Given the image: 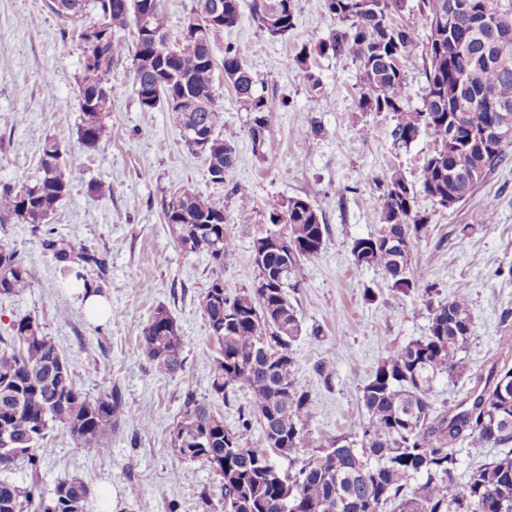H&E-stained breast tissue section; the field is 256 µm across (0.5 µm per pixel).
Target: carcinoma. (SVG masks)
Wrapping results in <instances>:
<instances>
[{"mask_svg": "<svg viewBox=\"0 0 512 512\" xmlns=\"http://www.w3.org/2000/svg\"><path fill=\"white\" fill-rule=\"evenodd\" d=\"M224 21L208 25L207 38L189 53H173L164 43L162 0H45V7L64 26L79 31L84 44V77L78 87L83 119L78 141L92 149L101 139L108 112L109 81L116 63L114 34L130 20L136 24L134 55L136 93L145 112L161 106L180 129L200 125L211 132L205 144L186 141L206 157L207 171L215 184L224 183V172L237 160L232 135L224 133V117L209 112H187L182 98L214 101L213 79L216 36L240 19L239 0H221ZM421 27L426 29L422 53L425 86L422 107L410 108L403 89L413 66L418 26L394 23L405 0H325L336 22L321 54L332 51L358 64L360 106L367 112H390L395 117L392 136L410 144L428 118L441 115L442 125L432 129L436 147L424 160L420 187L400 172L385 181L378 198L380 224L375 233L354 239L351 254L358 265L379 268L391 288L404 294L418 290L410 266L415 242L428 233L427 217L415 209L418 192L438 205L448 197L466 200L476 182L503 160V149L472 152L467 169H454V154L466 147L470 135L491 120L486 105L490 97L512 113V43L499 49L492 41L484 8L492 4L512 16V0H454L458 10L448 17V0H422ZM99 21L84 26L88 6ZM260 25L272 37H282L296 26L295 0H261L255 5ZM160 32L159 37L153 33ZM502 61H497V58ZM224 81L234 90L249 114L248 134L254 155L263 156L271 129L272 109L258 94L249 70L232 49L224 51ZM468 71L466 83L455 75ZM463 115L462 126L448 115ZM29 135L41 144V175L32 185L0 188V222L15 219L41 233L46 250L59 264L60 282L81 265L76 277L85 293H98L97 279L105 260L95 251L54 235L48 218L70 194L62 165L75 166L80 156L65 152L59 142L37 129ZM265 216L279 217L286 225L288 243L304 246L325 237L326 224L316 208L300 198L272 200ZM164 222L183 251L206 253L213 266L224 268V258L235 250L234 237L224 230V204L211 197L183 191L164 205ZM390 238L404 247L386 246ZM314 256L300 251L288 254L273 247L263 257L251 254L257 277L269 276L267 288H243L224 295V277L214 274L201 297V309L210 339L219 357L211 375L212 396L224 402L241 392V423L224 426V418L210 405L189 394L170 436L172 455L184 460L224 463L212 470L221 499L231 512H512V389L500 390L503 366L495 360L489 369L469 372L466 352L472 324L468 296L448 295L428 305L425 335L401 346L378 364L362 388L365 417L353 422L349 434L330 440L309 452L295 474L269 478L272 454L279 448L297 454L310 447L308 427L313 400L301 385L293 350L301 333L300 322L288 299L291 278L300 261ZM30 273L17 251L0 245V295H14L29 287ZM10 340L0 349V472L12 470L19 458L31 472L40 470L37 454L48 431L58 425L77 444L106 454L112 447V429L121 413L122 399L112 387L91 397L78 387L73 370L37 319L21 317L11 324ZM184 339L177 322L164 309L157 310L143 329L141 347L156 369L170 377L183 367ZM288 351V358L273 362L268 352ZM467 377L468 388L450 406L436 404L435 383ZM259 435L252 433L253 424ZM467 445L479 464L465 481L456 476L459 460L455 447ZM497 453L492 455L490 450ZM90 512L89 490L77 480L57 482L53 495H38V485L20 486L0 479V512Z\"/></svg>", "mask_w": 512, "mask_h": 512, "instance_id": "cac0c4a2", "label": "carcinoma"}]
</instances>
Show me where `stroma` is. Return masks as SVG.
<instances>
[{
  "label": "stroma",
  "instance_id": "1",
  "mask_svg": "<svg viewBox=\"0 0 512 512\" xmlns=\"http://www.w3.org/2000/svg\"><path fill=\"white\" fill-rule=\"evenodd\" d=\"M256 0H240L239 22L215 39V60L233 49L255 80V89L273 109L264 157L251 149L249 115L232 87L216 72L215 105L224 126L235 133L237 163L223 184L211 182L203 154L192 152L168 112L142 111L135 91L136 28L116 33L119 62L110 76L105 132L95 148L77 139L82 114L77 87L84 76V46L63 30L44 0H0V185L34 183L39 144L28 134L40 129L82 163L64 170L70 195L50 222L56 235L94 247L107 272L100 283L112 314L92 319L84 309L81 281L57 286L55 263L29 225L0 223V244L19 250L31 273L30 285L0 295V337L17 318H36L71 362L75 379L92 396L119 386L123 413L110 452L77 445L54 427L40 445L41 469L31 474L17 462L9 480L37 481L51 495L58 479L84 482L92 512H202L197 495L215 487L209 468L170 452V434L186 394L211 403L224 424L239 425L237 404L211 395L216 347L210 340L200 299L213 276L206 254L184 252L169 232L163 206L182 191L214 197L237 249L224 260V291L250 287L257 275L250 255L256 224L271 199L302 197L323 214L328 226L321 251L302 263L300 284L289 289L301 323L294 345L299 380L313 399L312 445L349 433L363 411L361 390L387 352L423 336L429 303L465 292L474 326L467 359L471 368L489 367L504 338H512V144L505 163L488 173L466 202L443 208L418 195L416 209L428 218V233L413 249L417 292L394 291L377 268L356 265L355 238L373 233L380 222L381 181L400 171L418 182L424 158L435 146L429 129L410 144L395 143L387 112L359 106L358 67L314 48L336 23L324 0H296V27L288 37H270L254 11ZM311 47L307 63L296 60ZM320 76L323 95L310 99L308 73ZM107 185L103 195L89 183ZM248 185L252 208L239 210L230 190ZM473 225L465 237L457 225ZM177 321L184 338V365L176 377L158 373L144 355L142 330L156 309Z\"/></svg>",
  "mask_w": 512,
  "mask_h": 512
}]
</instances>
